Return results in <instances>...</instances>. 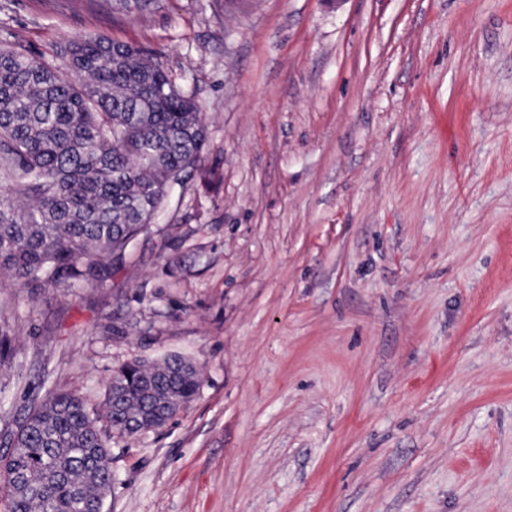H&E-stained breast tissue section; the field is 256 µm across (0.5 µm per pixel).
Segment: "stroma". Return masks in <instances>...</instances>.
Instances as JSON below:
<instances>
[{"instance_id":"obj_1","label":"stroma","mask_w":512,"mask_h":512,"mask_svg":"<svg viewBox=\"0 0 512 512\" xmlns=\"http://www.w3.org/2000/svg\"><path fill=\"white\" fill-rule=\"evenodd\" d=\"M6 36L140 47L207 140L104 286L0 290V428L180 354L104 512H512V0H0Z\"/></svg>"}]
</instances>
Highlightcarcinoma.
Segmentation results:
<instances>
[{
  "mask_svg": "<svg viewBox=\"0 0 512 512\" xmlns=\"http://www.w3.org/2000/svg\"><path fill=\"white\" fill-rule=\"evenodd\" d=\"M206 141L197 100L129 45L69 43L50 64L0 43V273L59 288L103 285L184 183ZM199 369L181 355L134 360L108 381L106 419L132 436L194 400ZM85 399L53 391L31 407L0 460L5 512H103L113 474Z\"/></svg>",
  "mask_w": 512,
  "mask_h": 512,
  "instance_id": "carcinoma-1",
  "label": "carcinoma"
}]
</instances>
